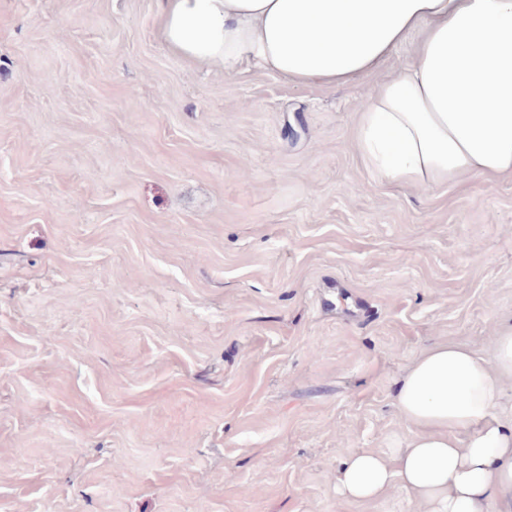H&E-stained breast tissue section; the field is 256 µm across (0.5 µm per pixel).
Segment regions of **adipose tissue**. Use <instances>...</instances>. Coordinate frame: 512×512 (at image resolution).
Segmentation results:
<instances>
[{
	"label": "adipose tissue",
	"instance_id": "ef3b65f1",
	"mask_svg": "<svg viewBox=\"0 0 512 512\" xmlns=\"http://www.w3.org/2000/svg\"><path fill=\"white\" fill-rule=\"evenodd\" d=\"M161 35L184 59L332 89L377 72L409 38L411 61L381 80L354 131L365 168L423 189L512 175V0H159ZM512 327L489 356L438 344L397 391L416 432L393 458L349 456V500L395 489L423 512H512Z\"/></svg>",
	"mask_w": 512,
	"mask_h": 512
}]
</instances>
